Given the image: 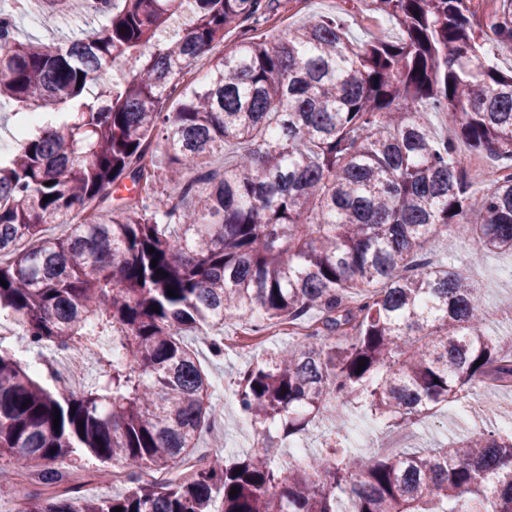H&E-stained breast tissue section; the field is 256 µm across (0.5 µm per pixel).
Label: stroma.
I'll return each mask as SVG.
<instances>
[{"mask_svg": "<svg viewBox=\"0 0 512 512\" xmlns=\"http://www.w3.org/2000/svg\"><path fill=\"white\" fill-rule=\"evenodd\" d=\"M35 5H27L15 13V36L18 39L38 38L46 42H61L78 30L92 28L88 17H64L54 28L45 29L35 18ZM309 14H336L343 18L350 37L364 41L374 32H382L389 39H397L401 32L393 21L378 15H369L352 9L347 0H300L292 12L277 11L268 22L255 25L250 33L255 37L274 35L282 23L299 24ZM476 242L467 226L456 227L448 236L431 242L428 253L433 263L462 268L468 264ZM473 277L480 289L485 309L505 311L512 306V255L484 253ZM201 363L208 369L215 399L222 406L219 423L202 433L196 455L200 458L221 456L249 449L254 442V430L241 412L238 404L225 395L235 378L238 360L215 359L207 342L196 338L192 341ZM482 414L485 425L495 427L500 433L512 432V388L498 393L493 404H486L478 393H471L468 405L451 403L427 417L414 431L388 429L358 414L351 415V447L375 449L381 453L394 450H432L446 446L449 440L458 439L474 430L475 414Z\"/></svg>", "mask_w": 512, "mask_h": 512, "instance_id": "1", "label": "stroma"}]
</instances>
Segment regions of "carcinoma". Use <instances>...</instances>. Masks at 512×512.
<instances>
[{
  "mask_svg": "<svg viewBox=\"0 0 512 512\" xmlns=\"http://www.w3.org/2000/svg\"><path fill=\"white\" fill-rule=\"evenodd\" d=\"M20 2L0 9V106L45 122L0 157V319L31 349L91 351L98 364L73 393L0 350V459L37 486L20 512H340L342 493L352 512H512V434L358 453L339 413L354 403L407 429L463 392L512 386V354L484 330L472 279L420 260L455 224L470 225L472 263L512 253V71L491 59L512 52V0L481 23L471 0H356L402 36L353 41L340 17L313 15L214 59L275 0H96L106 24L64 44L11 35ZM38 2L44 27L88 4ZM188 7L192 23L166 35ZM203 67V84H184ZM424 109L448 113L456 139L436 141ZM230 141L235 162L209 174ZM458 141L509 174L476 192ZM54 224L67 233L46 235ZM230 320L248 348L272 328L304 334L238 373L256 443L205 461L195 441L221 406L184 336L211 330L226 356ZM325 414L322 451L282 460ZM62 457L120 465L125 492L84 496Z\"/></svg>",
  "mask_w": 512,
  "mask_h": 512,
  "instance_id": "carcinoma-1",
  "label": "carcinoma"
}]
</instances>
